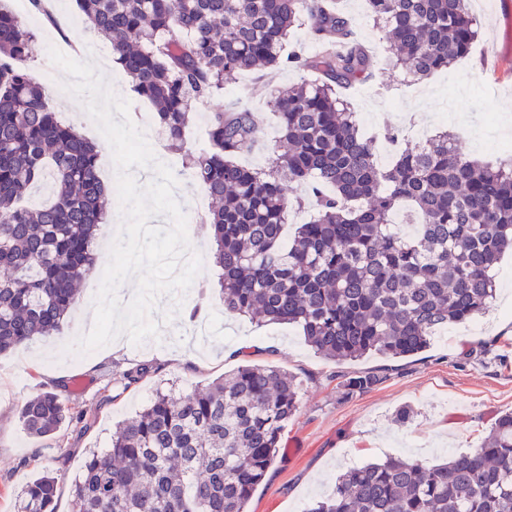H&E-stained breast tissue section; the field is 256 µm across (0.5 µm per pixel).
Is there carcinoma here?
I'll use <instances>...</instances> for the list:
<instances>
[{
  "instance_id": "carcinoma-1",
  "label": "carcinoma",
  "mask_w": 512,
  "mask_h": 512,
  "mask_svg": "<svg viewBox=\"0 0 512 512\" xmlns=\"http://www.w3.org/2000/svg\"><path fill=\"white\" fill-rule=\"evenodd\" d=\"M383 33L389 69L420 80L472 50L469 0H366ZM133 92L149 101L168 146L211 201L204 217L222 271L224 311L258 326L299 327L329 359L372 352L404 358L436 332L488 312L491 275L512 248V168L471 158L442 131L386 167L344 108L343 91L365 81L370 55L349 42L336 0H76ZM310 22L319 50L301 66L313 79L273 91L274 157L267 171L238 157L257 140L246 110L215 112L209 149L190 147L195 103L242 71L274 72L290 31ZM26 18L0 2V355L57 332L77 285L96 268L92 242L105 220L100 147L48 109L43 86L20 63L36 49ZM46 180L50 196L27 203ZM303 184L318 215L283 231ZM411 209V236L392 224ZM381 383L349 378L343 395ZM295 376L245 364L201 389L158 395L118 423L111 447L92 448L72 486V512H248L298 410ZM45 437L84 422L47 391L19 413ZM57 477L37 476L17 512H53ZM308 512H512V412L479 447L425 465L390 458L348 468Z\"/></svg>"
}]
</instances>
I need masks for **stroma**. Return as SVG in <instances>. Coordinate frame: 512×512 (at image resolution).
Wrapping results in <instances>:
<instances>
[{
    "mask_svg": "<svg viewBox=\"0 0 512 512\" xmlns=\"http://www.w3.org/2000/svg\"><path fill=\"white\" fill-rule=\"evenodd\" d=\"M353 37L371 52L372 79L347 94L359 126L369 135L385 129L405 131V147L416 148V133L449 131L465 150L484 162L504 160L502 143L512 139V0H496L485 12L481 0H470L479 35L470 54L450 69L423 81L384 70L382 35L369 17L365 0H339ZM74 0H66L55 22L30 14L39 40L55 39L59 50L68 43L93 44L94 61L115 92L130 104L132 121L151 113L114 63L108 39L77 17ZM304 71L287 67L274 73L245 72L229 79L220 98L199 102L189 139L195 149L208 141L212 113L249 110L261 131L242 164L261 168L276 137V118L267 105L271 87L301 82ZM52 111L73 121L101 149L100 174L115 182L111 148L81 102L63 90H47ZM177 201L187 211L191 246L201 257L197 283L179 300L153 314L170 332L164 339L140 344L123 340L120 349L101 348L86 355L68 346L82 334L92 280L81 285L80 303L54 336L0 356V512H16V495L43 468L58 477L56 512H70L71 487L82 473L88 449L108 447L116 424L147 406L160 393L179 396L231 373L242 362L277 367L300 382L299 409L282 433L279 455L256 488L249 512H305L327 497L346 469L389 456L412 455L434 465L449 455L477 447L498 415L512 409V253L504 254L494 274L496 297L489 312L473 322L451 325L433 336L429 348L413 357L391 359L371 355L332 361L317 354L293 326H256L226 313L215 267L210 258L208 225L201 219L209 199L200 186L189 185L182 167H174ZM150 365L138 384L108 383L107 374ZM375 374L381 384L344 399L340 383L348 377ZM54 390L68 404L84 411L88 427L65 425L36 438L19 421L20 409L37 395ZM416 415L405 425L394 421L398 409Z\"/></svg>",
    "mask_w": 512,
    "mask_h": 512,
    "instance_id": "obj_1",
    "label": "stroma"
}]
</instances>
